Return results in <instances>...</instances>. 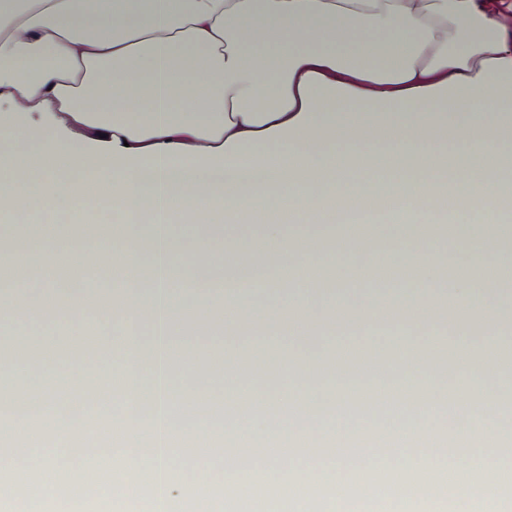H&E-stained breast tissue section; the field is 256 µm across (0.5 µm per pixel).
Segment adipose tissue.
I'll return each mask as SVG.
<instances>
[{"label": "adipose tissue", "mask_w": 512, "mask_h": 512, "mask_svg": "<svg viewBox=\"0 0 512 512\" xmlns=\"http://www.w3.org/2000/svg\"><path fill=\"white\" fill-rule=\"evenodd\" d=\"M511 15L512 0H0V213L82 209L81 171L148 219L144 233L89 216L60 240L0 235V330L38 327L50 342L60 328L76 349L6 359L17 387L45 394L34 424L14 429L0 512H198L204 499L225 512L246 490L266 512H292L303 494L313 512H437L442 474L471 478L467 512H506L512 437L498 421L512 383L461 374L469 410L449 453L434 399L407 395L393 369L436 378V334L471 337L478 362L512 329ZM356 200L387 205L395 223L351 228ZM451 202L465 223H427ZM176 220L200 227L193 249L176 244ZM227 220L262 235L225 236ZM289 223L314 224L311 248L286 235ZM439 237L460 255L454 274ZM64 245L79 254L73 278L99 266L105 286L89 307L99 347L120 343L118 356L84 352L79 289L40 286ZM488 266L494 276H480ZM439 283L467 318L413 323ZM294 320L336 348L396 345L375 378L389 399L375 406L348 371L319 377L323 352L300 346L244 419L204 422L198 394L224 385L191 356L196 337L281 348ZM89 370L132 375L151 411H126L111 438L94 420H62L58 407L86 394L106 400L84 384ZM292 409L301 424H282ZM203 431L266 452L187 466ZM78 448L105 449V467L86 475ZM117 481L139 505L113 504Z\"/></svg>", "instance_id": "adipose-tissue-1"}]
</instances>
